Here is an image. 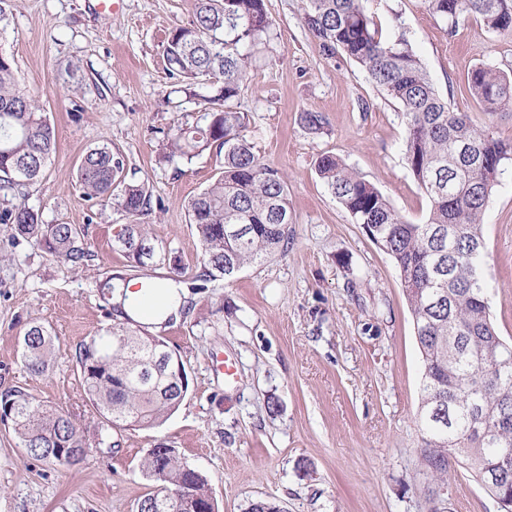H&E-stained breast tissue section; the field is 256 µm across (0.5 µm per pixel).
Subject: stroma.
Masks as SVG:
<instances>
[{
	"mask_svg": "<svg viewBox=\"0 0 512 512\" xmlns=\"http://www.w3.org/2000/svg\"><path fill=\"white\" fill-rule=\"evenodd\" d=\"M94 4L7 0L0 22V53L56 130V150L26 202L46 223L77 225L92 254L64 267L12 246L0 224V247L14 255L0 267V392L25 389L104 443L87 462L48 465L0 422V512H135L158 488L143 463L159 447L205 476L216 512H245L257 500L283 512H499L463 469L450 472L445 499L425 480L416 424L423 363L409 304L392 259L316 170L320 155L335 154L400 215L422 221L428 198L404 159L400 107L358 65L322 55L301 0H266L271 40L256 50L238 106L255 154L287 180L288 246L199 287L201 245L185 203L214 181L215 158L161 159L176 127L201 121L194 101L175 92L164 57L169 31L191 23L194 0H122L109 14ZM365 9L383 35L405 34L452 107L512 140V112L484 111L467 83L481 63L512 76V37L473 17L446 32L421 0H366ZM307 110L325 116L324 133L302 127ZM103 144L151 196L141 221L162 242L154 264L131 267L113 246L128 216L115 200H87L77 184L82 155ZM483 236L491 312L512 340V160L500 168ZM117 276L179 278L188 300L180 317L142 326L180 357L189 382L177 412L150 429L102 422L81 386L76 353L117 322L104 286ZM35 318L54 337L41 376L20 362V338ZM224 356L237 367L229 384L214 367Z\"/></svg>",
	"mask_w": 512,
	"mask_h": 512,
	"instance_id": "1",
	"label": "stroma"
}]
</instances>
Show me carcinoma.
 Returning a JSON list of instances; mask_svg holds the SVG:
<instances>
[{
  "label": "carcinoma",
  "instance_id": "obj_1",
  "mask_svg": "<svg viewBox=\"0 0 512 512\" xmlns=\"http://www.w3.org/2000/svg\"><path fill=\"white\" fill-rule=\"evenodd\" d=\"M448 32L459 19L475 15L500 35H512V0H423ZM303 22L319 40L323 55L340 53L362 67L379 93L397 103L406 122L404 156L430 203L427 217H402L374 183L325 153L317 170L352 221L368 231L397 269L414 319L423 361L420 461L429 483H448V473L465 469L497 504L512 502V341L499 335L490 310L483 271L484 210L503 162L512 158V140L494 136L468 113L448 104L435 89L409 41L382 38L363 0H302ZM273 21L265 0H195L194 19L168 35L164 54L179 91L197 99L206 124L179 128L169 139L165 161H188L215 151L216 180L186 206L202 247L201 277L230 278L284 248L291 216L288 184L281 171L261 161L245 131L247 114L239 98L252 68V49L270 37ZM468 86L487 112L512 111V77L482 64L467 76ZM217 86L212 96L192 91ZM300 124L323 132L326 118L303 111ZM465 145L482 159L460 161ZM56 149L55 129L35 97L15 76L13 61L0 53V191H20L41 179ZM77 182L89 200L115 197L133 217L149 208L145 186L126 180L123 162L106 145L88 150ZM0 224L64 265L90 257L81 230L73 224H45L39 212L19 201L0 210ZM237 227L230 234L227 227ZM161 253L148 226L136 224L129 238L118 233L114 246L136 264V242ZM80 346L76 360L88 400L115 427L152 428L165 422L187 394L159 351L140 341L128 314ZM20 342L21 361L32 374L48 369L53 334L34 320ZM8 418L19 445L39 461L64 464L51 448L88 457L90 440L72 417L19 389L0 393V414ZM144 474L159 483L139 501L147 512H204L210 492L206 478L171 448L150 450ZM189 490L180 505L164 487Z\"/></svg>",
  "mask_w": 512,
  "mask_h": 512
}]
</instances>
